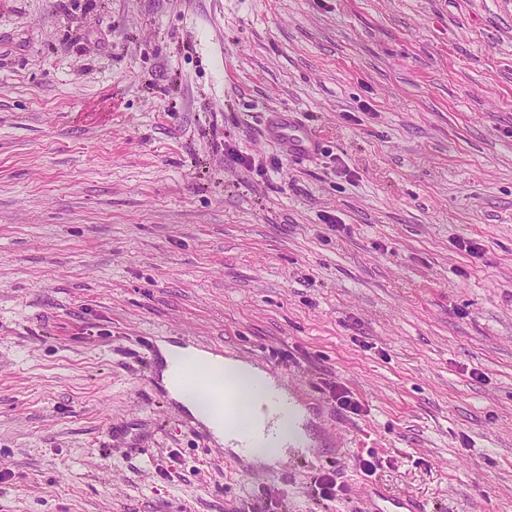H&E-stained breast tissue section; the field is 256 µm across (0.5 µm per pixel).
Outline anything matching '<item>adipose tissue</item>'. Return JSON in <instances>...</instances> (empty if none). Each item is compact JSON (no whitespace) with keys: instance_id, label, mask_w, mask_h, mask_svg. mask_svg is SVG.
<instances>
[{"instance_id":"1","label":"adipose tissue","mask_w":512,"mask_h":512,"mask_svg":"<svg viewBox=\"0 0 512 512\" xmlns=\"http://www.w3.org/2000/svg\"><path fill=\"white\" fill-rule=\"evenodd\" d=\"M164 358L163 380L172 398L182 401L184 407L195 414L203 416L204 411L199 405L185 399L176 371L181 362L194 359L209 366L213 372L222 374L224 379L231 383L237 393L242 397L246 407L245 413L229 417L227 423L209 422L208 427L218 442L224 443L228 448H236L235 434L245 432L254 434L247 456L249 459L274 465L282 461L288 450L304 445L308 436L303 426L304 412L298 405L293 404L290 395H283L282 400L287 403V410L281 411L272 425L273 439L258 435L257 429L262 416L260 395L268 389H278V382L256 365L249 362L216 356L191 346L168 345L163 347Z\"/></svg>"}]
</instances>
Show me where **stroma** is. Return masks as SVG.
<instances>
[{
  "instance_id": "stroma-1",
  "label": "stroma",
  "mask_w": 512,
  "mask_h": 512,
  "mask_svg": "<svg viewBox=\"0 0 512 512\" xmlns=\"http://www.w3.org/2000/svg\"><path fill=\"white\" fill-rule=\"evenodd\" d=\"M199 342L287 377L311 453L194 431L160 348ZM369 486L512 512V0H0V512ZM270 138L282 142L291 153L303 156L314 152L315 137L311 130L296 124L289 117L279 114L267 127Z\"/></svg>"
}]
</instances>
